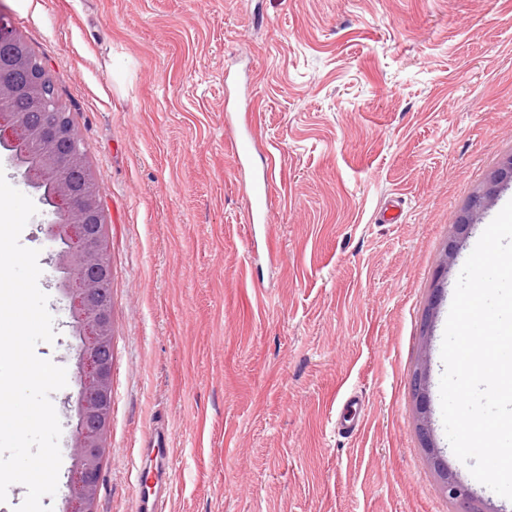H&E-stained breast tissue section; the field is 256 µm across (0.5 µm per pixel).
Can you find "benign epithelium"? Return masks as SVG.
<instances>
[{"label": "benign epithelium", "instance_id": "7a95c632", "mask_svg": "<svg viewBox=\"0 0 512 512\" xmlns=\"http://www.w3.org/2000/svg\"><path fill=\"white\" fill-rule=\"evenodd\" d=\"M4 45L15 47L17 55L11 59L0 56V148L22 172L26 186L48 207L50 220L43 231L58 245L56 287L69 299L70 318L81 341L79 417L64 512H96L112 416V317L100 302L109 279L103 245L106 217L100 205L99 189L86 172L81 140L69 114L60 105L53 80L42 61L26 51L21 33L0 13V47ZM15 66L26 69L33 80L50 89L49 96L35 101L34 114L13 107L8 73ZM48 136L63 145V149L50 148ZM73 167L85 170L87 189L82 192L74 191L64 178L65 171ZM511 182L512 155H509L491 176L487 187L456 221L457 234H464L497 190ZM413 389L421 403L418 433L432 454L443 493L448 500L467 506L466 512H482L470 506L472 495L468 486L435 455L426 409L427 368L415 372Z\"/></svg>", "mask_w": 512, "mask_h": 512}]
</instances>
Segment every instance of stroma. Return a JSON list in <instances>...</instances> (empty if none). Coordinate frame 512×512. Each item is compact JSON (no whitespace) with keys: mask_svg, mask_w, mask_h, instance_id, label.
Wrapping results in <instances>:
<instances>
[{"mask_svg":"<svg viewBox=\"0 0 512 512\" xmlns=\"http://www.w3.org/2000/svg\"><path fill=\"white\" fill-rule=\"evenodd\" d=\"M47 65L100 189L112 271V420L97 512H136L134 457L171 432L165 512H463L417 432L429 368L440 456L441 343L455 223L512 154V0H0ZM250 101L226 119V102ZM251 133L245 167L229 143ZM270 217L249 223L252 182ZM26 224L54 318L38 357L62 512L80 394L56 246Z\"/></svg>","mask_w":512,"mask_h":512,"instance_id":"stroma-1","label":"stroma"}]
</instances>
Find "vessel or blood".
I'll list each match as a JSON object with an SVG mask.
<instances>
[{
    "mask_svg": "<svg viewBox=\"0 0 512 512\" xmlns=\"http://www.w3.org/2000/svg\"><path fill=\"white\" fill-rule=\"evenodd\" d=\"M268 194L264 185L254 184L249 196V219H266ZM137 512H159L161 496L170 492V439L165 424H157L153 434L137 450Z\"/></svg>",
    "mask_w": 512,
    "mask_h": 512,
    "instance_id": "1",
    "label": "vessel or blood"
}]
</instances>
